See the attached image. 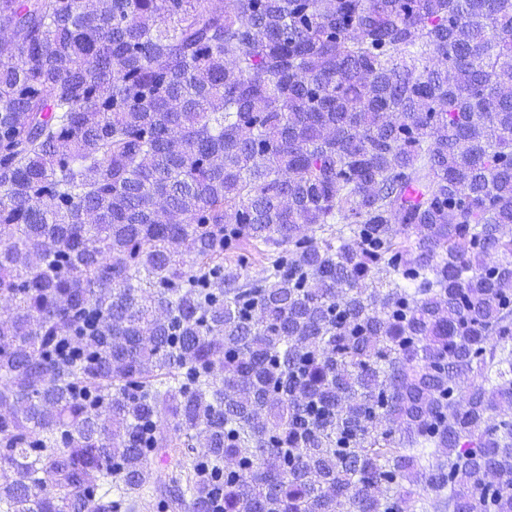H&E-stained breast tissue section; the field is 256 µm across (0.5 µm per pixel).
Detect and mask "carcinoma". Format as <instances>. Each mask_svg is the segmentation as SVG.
<instances>
[{
  "label": "carcinoma",
  "instance_id": "carcinoma-1",
  "mask_svg": "<svg viewBox=\"0 0 512 512\" xmlns=\"http://www.w3.org/2000/svg\"><path fill=\"white\" fill-rule=\"evenodd\" d=\"M2 299L0 512H512V0H0Z\"/></svg>",
  "mask_w": 512,
  "mask_h": 512
}]
</instances>
